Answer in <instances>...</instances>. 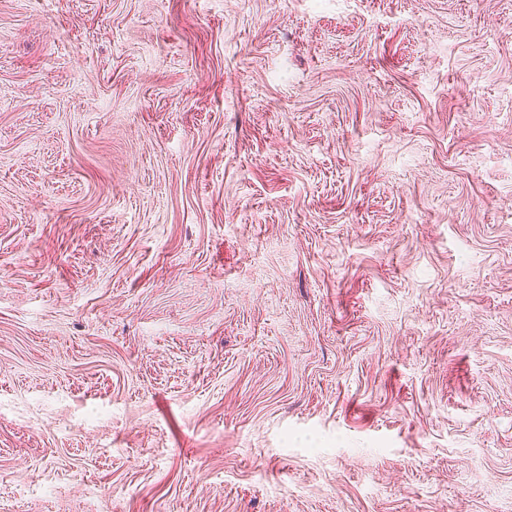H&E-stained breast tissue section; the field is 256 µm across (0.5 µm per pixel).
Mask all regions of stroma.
Wrapping results in <instances>:
<instances>
[{"label":"stroma","mask_w":512,"mask_h":512,"mask_svg":"<svg viewBox=\"0 0 512 512\" xmlns=\"http://www.w3.org/2000/svg\"><path fill=\"white\" fill-rule=\"evenodd\" d=\"M0 512H512V0H0Z\"/></svg>","instance_id":"stroma-1"}]
</instances>
